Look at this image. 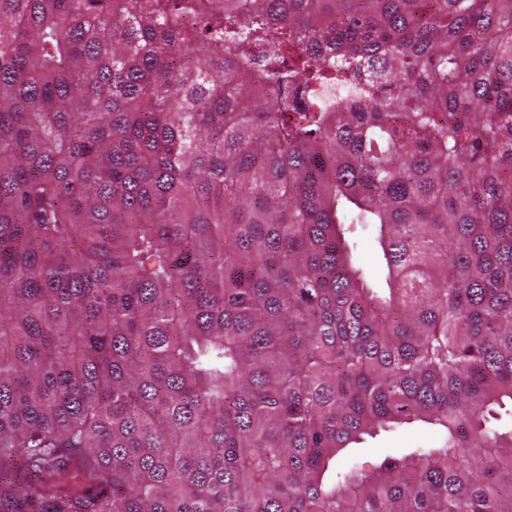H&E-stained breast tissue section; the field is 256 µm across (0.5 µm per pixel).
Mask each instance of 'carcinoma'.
Returning <instances> with one entry per match:
<instances>
[{"label": "carcinoma", "instance_id": "1", "mask_svg": "<svg viewBox=\"0 0 512 512\" xmlns=\"http://www.w3.org/2000/svg\"><path fill=\"white\" fill-rule=\"evenodd\" d=\"M505 399L512 0H0L3 512H512ZM346 237L355 246V254L360 260L366 277L375 284L384 282V269L379 263L375 235L370 225L348 224ZM446 434L438 427L416 423L390 432H379L373 437L366 436L363 443L347 448L338 458L337 469L357 467L370 472L388 453L407 451L409 448H438L445 441Z\"/></svg>", "mask_w": 512, "mask_h": 512}]
</instances>
